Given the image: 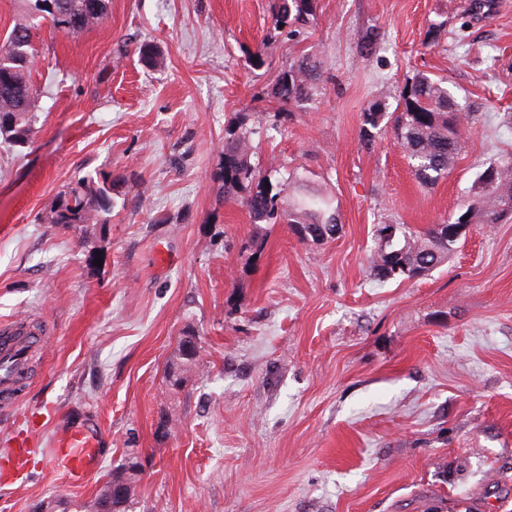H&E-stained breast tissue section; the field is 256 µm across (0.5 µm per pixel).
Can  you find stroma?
<instances>
[{"mask_svg":"<svg viewBox=\"0 0 512 512\" xmlns=\"http://www.w3.org/2000/svg\"><path fill=\"white\" fill-rule=\"evenodd\" d=\"M271 3L109 0L90 31L36 29L38 133L25 155L0 146V325L30 322L44 347L0 404V463L31 420L42 429L26 479L0 477V512H85L132 449L133 512H512V221L467 231L431 276L370 275L375 225L454 221L485 163L512 153V0L488 16L471 0H321L297 37L271 36ZM144 43L158 67L140 63ZM306 55L322 88L279 102L278 72ZM419 72L473 121L430 188L391 133L360 142L365 109L394 110ZM232 124L283 194L333 198L335 239L251 224L225 198ZM99 173L116 203L105 235L41 223ZM192 333L198 362L174 392ZM66 422L104 438L79 483L48 464Z\"/></svg>","mask_w":512,"mask_h":512,"instance_id":"1","label":"stroma"}]
</instances>
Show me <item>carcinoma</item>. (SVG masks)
<instances>
[{"label":"carcinoma","mask_w":512,"mask_h":512,"mask_svg":"<svg viewBox=\"0 0 512 512\" xmlns=\"http://www.w3.org/2000/svg\"><path fill=\"white\" fill-rule=\"evenodd\" d=\"M90 0H34V17H42L58 30L79 33L102 23L107 0L88 8ZM319 0H273V29L280 25L306 29L318 18ZM36 25L27 20L15 24L0 46V139L13 147H25L37 133L40 98L31 78L36 56ZM322 83L319 62L303 57L281 69L273 86L274 97L285 104L302 106L313 100ZM391 124L394 139L404 152L413 175L424 187L448 176L461 151L464 114L455 97L424 73L408 80L394 112L374 106L362 114L361 141L367 148L382 122ZM252 132L231 125L224 137V196L236 198L253 224H286L301 241L330 240L339 233L340 216L332 198L302 190L284 201L275 179L279 170H265L250 162ZM114 208L112 185L107 179L77 178L62 191L41 216V223L63 228L89 224L105 229ZM512 216V154L491 161L476 179L473 196L462 202L458 218L466 224H499ZM379 250L371 266L373 279L384 282L397 276L422 278L448 261L456 240L448 237V225L433 224L413 230L405 224H380L375 230ZM119 478L129 495L112 502V512H130L141 474L123 472Z\"/></svg>","instance_id":"1"}]
</instances>
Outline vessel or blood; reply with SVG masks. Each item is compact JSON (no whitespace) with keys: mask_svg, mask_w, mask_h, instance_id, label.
Segmentation results:
<instances>
[{"mask_svg":"<svg viewBox=\"0 0 512 512\" xmlns=\"http://www.w3.org/2000/svg\"><path fill=\"white\" fill-rule=\"evenodd\" d=\"M40 338L24 322H11L0 330V400L18 393ZM99 440L94 429L74 426L56 433L50 461L75 483L101 463Z\"/></svg>","mask_w":512,"mask_h":512,"instance_id":"1","label":"vessel or blood"}]
</instances>
